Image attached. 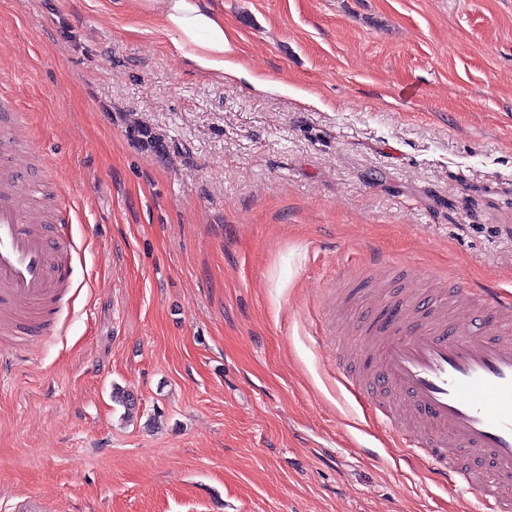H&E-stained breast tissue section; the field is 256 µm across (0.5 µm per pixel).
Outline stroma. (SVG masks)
Instances as JSON below:
<instances>
[{"mask_svg": "<svg viewBox=\"0 0 512 512\" xmlns=\"http://www.w3.org/2000/svg\"><path fill=\"white\" fill-rule=\"evenodd\" d=\"M215 5L270 90L188 64L144 0H0L78 215L60 334L0 357V512H477L406 465L332 334L376 288L512 294V0Z\"/></svg>", "mask_w": 512, "mask_h": 512, "instance_id": "1", "label": "stroma"}]
</instances>
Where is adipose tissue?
Instances as JSON below:
<instances>
[{
	"mask_svg": "<svg viewBox=\"0 0 512 512\" xmlns=\"http://www.w3.org/2000/svg\"><path fill=\"white\" fill-rule=\"evenodd\" d=\"M146 8L159 15L173 34L174 50L190 64L204 71L244 76L241 66L224 58L228 37L224 18L212 0H147Z\"/></svg>",
	"mask_w": 512,
	"mask_h": 512,
	"instance_id": "1",
	"label": "adipose tissue"
}]
</instances>
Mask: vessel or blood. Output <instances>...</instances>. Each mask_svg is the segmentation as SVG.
<instances>
[{"instance_id":"b4317fda","label":"vessel or blood","mask_w":512,"mask_h":512,"mask_svg":"<svg viewBox=\"0 0 512 512\" xmlns=\"http://www.w3.org/2000/svg\"><path fill=\"white\" fill-rule=\"evenodd\" d=\"M12 81L0 71V334L27 343L57 332L76 244L59 231L73 221L69 201L59 200L47 222L19 202L41 170L12 160L21 114L1 93ZM388 305L373 303L374 319L357 316L366 375L341 359L337 371L381 400L409 462L475 491L493 512H512V298L456 281L448 291L409 292L396 314Z\"/></svg>"}]
</instances>
